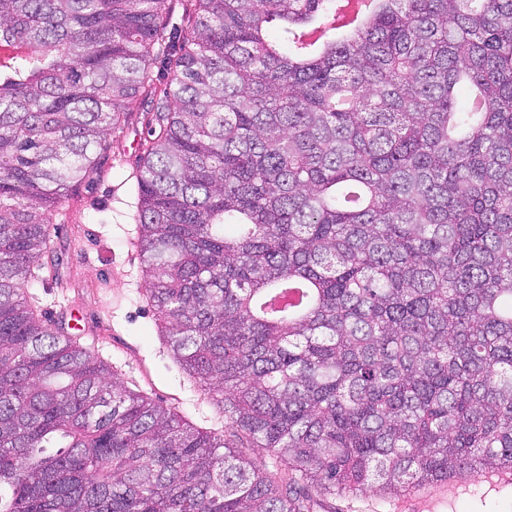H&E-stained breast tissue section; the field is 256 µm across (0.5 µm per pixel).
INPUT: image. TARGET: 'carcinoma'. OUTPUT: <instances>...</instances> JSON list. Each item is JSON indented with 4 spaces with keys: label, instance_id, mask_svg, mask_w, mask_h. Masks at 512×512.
I'll return each instance as SVG.
<instances>
[{
    "label": "carcinoma",
    "instance_id": "obj_1",
    "mask_svg": "<svg viewBox=\"0 0 512 512\" xmlns=\"http://www.w3.org/2000/svg\"><path fill=\"white\" fill-rule=\"evenodd\" d=\"M188 2L179 38L166 0H0V512H312L511 474L512 0H376L352 28L341 0ZM134 112L147 298L220 436L25 292Z\"/></svg>",
    "mask_w": 512,
    "mask_h": 512
}]
</instances>
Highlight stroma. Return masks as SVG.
<instances>
[{
	"label": "stroma",
	"instance_id": "35a3bbf8",
	"mask_svg": "<svg viewBox=\"0 0 512 512\" xmlns=\"http://www.w3.org/2000/svg\"><path fill=\"white\" fill-rule=\"evenodd\" d=\"M138 114L109 133L105 172L73 186L52 217L56 281L29 282V297L55 322L78 336L117 369L131 389L174 408L189 422L223 430L224 419L207 391L175 363L158 336L146 299L137 236L138 190L133 162L145 141ZM512 512V476L434 485L416 494L366 491L324 498L318 512Z\"/></svg>",
	"mask_w": 512,
	"mask_h": 512
}]
</instances>
